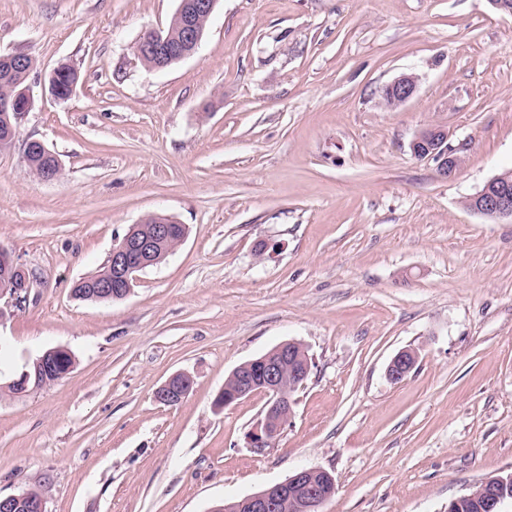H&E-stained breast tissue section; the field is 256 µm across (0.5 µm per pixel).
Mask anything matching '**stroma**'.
<instances>
[{
    "mask_svg": "<svg viewBox=\"0 0 512 512\" xmlns=\"http://www.w3.org/2000/svg\"><path fill=\"white\" fill-rule=\"evenodd\" d=\"M178 0H0V56L35 61L32 108L0 150V249L38 276L0 322V494L46 512H211L303 468L321 512H448L512 472V222L464 200L512 170V14L489 0H218L196 52L143 66ZM80 80L49 91L60 65ZM416 76L385 108V86ZM438 126L465 164L443 179L410 145ZM39 140L53 181L25 160ZM184 242L130 294L73 287L147 215ZM294 340L313 362L264 451L240 364ZM49 349L61 379L7 384ZM404 349L415 369L391 383ZM179 405L155 398L175 373ZM385 90L390 93L399 107L408 102L416 93L417 79L413 75H401ZM415 363L416 353L413 350L399 351L390 360L386 369V376L391 382L400 383L409 376ZM27 491L35 494L42 492L39 489ZM28 492H21L19 494H13L4 497L0 496V512H26V508H29V510L32 512H46L45 496H42L34 501ZM21 504H24L26 508L17 510Z\"/></svg>",
    "mask_w": 512,
    "mask_h": 512,
    "instance_id": "1",
    "label": "stroma"
}]
</instances>
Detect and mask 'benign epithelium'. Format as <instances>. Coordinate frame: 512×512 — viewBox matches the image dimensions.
I'll use <instances>...</instances> for the list:
<instances>
[{
    "label": "benign epithelium",
    "mask_w": 512,
    "mask_h": 512,
    "mask_svg": "<svg viewBox=\"0 0 512 512\" xmlns=\"http://www.w3.org/2000/svg\"><path fill=\"white\" fill-rule=\"evenodd\" d=\"M216 3L217 0H202L190 6L182 23L186 41L195 46L199 45L202 33L196 26V17L201 12H213ZM416 90L417 79L413 75H401L386 87V91L394 97L400 107L415 95ZM30 105V96L25 87L17 91L14 97L0 100V112L12 117L4 138L0 140L1 144L13 142L14 129L29 111ZM27 148L36 150L50 161L52 174L43 176V179L53 180L62 171L58 157L43 142L31 140L27 143ZM411 151L416 157L434 160L437 173L442 178L454 177L464 165L460 148L448 143V133L440 127H429L421 131L413 140ZM469 199L473 204V213L512 220V176L499 174L492 177L475 194L469 196ZM172 223L173 219L161 217L155 224L151 236L147 238H139L134 236L133 232H128L112 248V275L101 281L99 287L106 291L114 290L124 295L129 294L138 272L150 264L153 245L169 236ZM0 263L14 274L12 288L1 291L0 299L7 298V307L20 308L28 301L31 290L37 283V276L4 250H0ZM296 346L298 343L295 341L281 343L262 357L235 368V372L238 373L237 388L224 397V406L228 407L258 392L268 396L263 422L248 434L250 446L257 451H262L271 444L292 415V401L285 392L284 381L291 382L292 388L296 390L310 374L311 363L308 360L289 372L285 371V362L292 358ZM415 363L416 353L409 349L402 350L390 360L386 376L391 382L400 383L409 376ZM187 383L188 375H172L157 389L156 400L165 404L182 401L185 396L183 387ZM319 472V468L296 472L281 483L239 499L233 503V512H275L290 501L298 512H321L322 505L335 494L336 484L328 472L325 473L324 484L316 483L313 475ZM503 503L504 499L499 490L489 481H484V512H501ZM22 505L31 512H46L43 496L37 500L32 499L28 492L0 496V512H16Z\"/></svg>",
    "instance_id": "7a95c632"
}]
</instances>
